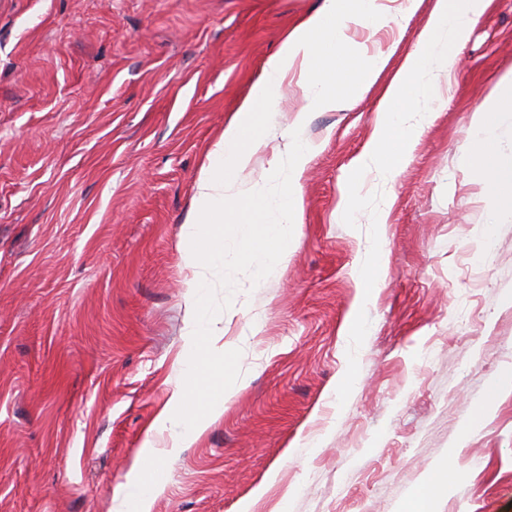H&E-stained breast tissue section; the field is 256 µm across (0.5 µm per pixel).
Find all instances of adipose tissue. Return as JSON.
Returning <instances> with one entry per match:
<instances>
[{"label": "adipose tissue", "mask_w": 512, "mask_h": 512, "mask_svg": "<svg viewBox=\"0 0 512 512\" xmlns=\"http://www.w3.org/2000/svg\"><path fill=\"white\" fill-rule=\"evenodd\" d=\"M351 2L356 5L352 13L347 10ZM414 4L415 0H397L393 6L381 4L380 0H327L322 12L288 31L281 50L266 62L256 92L228 118L208 151L196 180L193 212L183 237L184 260L193 271L187 282L192 330L182 361L187 379L158 418L162 424L174 420L181 424V432L172 438V449L196 441L223 414L224 403L230 396L217 375L216 363L223 360L224 348L205 337L206 283L202 272L226 257L237 264L257 259L266 268L287 262L288 227L297 223L302 210L299 183L307 163V150L296 142L288 144V186L272 193L249 191L225 198L227 176L246 169L254 155L268 147L271 110L284 99L293 67H301L306 88V103L296 114V124H303L310 113L346 106L349 94L370 90L390 59L384 51L367 58L343 55L350 23L359 18L383 26L391 19L409 16ZM340 82L346 85V94L337 93L336 85ZM271 212L279 214V223L259 224V217ZM231 222L259 224V246L249 251H228L231 234L226 227Z\"/></svg>", "instance_id": "obj_1"}]
</instances>
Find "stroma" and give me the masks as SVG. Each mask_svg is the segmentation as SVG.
I'll list each match as a JSON object with an SVG mask.
<instances>
[{"label":"stroma","instance_id":"1","mask_svg":"<svg viewBox=\"0 0 512 512\" xmlns=\"http://www.w3.org/2000/svg\"><path fill=\"white\" fill-rule=\"evenodd\" d=\"M325 0H0V512H116L151 426L185 382L182 233L228 114L283 36ZM433 0L401 25L352 24V46L394 55L350 106L295 125L288 76L276 138L308 146L288 263L217 265L205 310L231 396L160 471L151 512H512V213L497 224L478 161L512 167V0H489L411 158L369 169L382 192L378 283L360 275L370 216L340 221L380 84L414 50ZM496 110L488 129L474 115ZM287 183L271 150L235 174ZM370 326L346 404L359 310Z\"/></svg>","mask_w":512,"mask_h":512}]
</instances>
